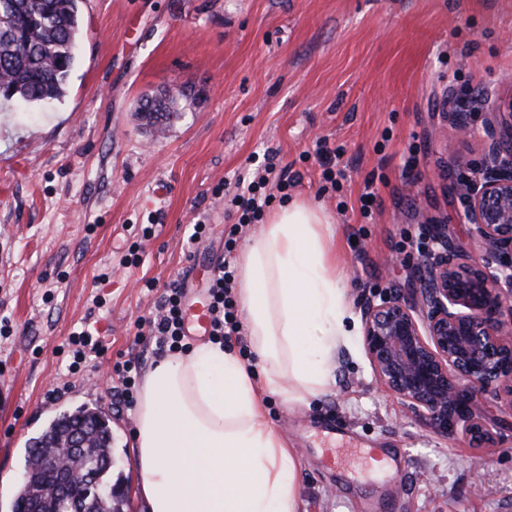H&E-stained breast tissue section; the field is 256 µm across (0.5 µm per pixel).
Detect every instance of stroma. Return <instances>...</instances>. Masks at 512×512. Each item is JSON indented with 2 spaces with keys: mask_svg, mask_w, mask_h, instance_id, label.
<instances>
[{
  "mask_svg": "<svg viewBox=\"0 0 512 512\" xmlns=\"http://www.w3.org/2000/svg\"><path fill=\"white\" fill-rule=\"evenodd\" d=\"M77 58L57 99L0 97V512H11L29 438L55 414L100 408L129 512H145L134 466V414L118 405L111 362L161 360L134 322L155 310L142 279L182 276L207 289L224 259L218 183L273 157L302 199L331 218L354 334L317 396H264L266 420L298 462L299 512H512V409L491 402L496 443L434 433L380 390L361 334L363 307L409 294L427 245L425 217L462 230L458 192L474 177L485 115L512 105V0H80ZM480 91L464 139L448 99ZM173 95L162 133L136 111ZM339 148L347 178L323 190L318 139ZM418 166H404L410 146ZM374 180L377 201L359 197ZM212 226L187 257L190 226ZM132 224H152L143 265L119 260ZM109 272L99 284L100 272ZM100 297L102 308L92 299ZM97 328L99 367L66 373L73 329ZM68 387L55 399L48 389ZM336 425L341 468L322 461L319 427Z\"/></svg>",
  "mask_w": 512,
  "mask_h": 512,
  "instance_id": "obj_1",
  "label": "stroma"
}]
</instances>
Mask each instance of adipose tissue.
<instances>
[{"label": "adipose tissue", "mask_w": 512, "mask_h": 512, "mask_svg": "<svg viewBox=\"0 0 512 512\" xmlns=\"http://www.w3.org/2000/svg\"><path fill=\"white\" fill-rule=\"evenodd\" d=\"M329 223L323 210L289 202L240 255L236 295L262 378L211 342L145 376L134 439L147 512H298L296 461L262 397L287 382L315 396L332 380L349 305L331 269Z\"/></svg>", "instance_id": "ef3b65f1"}]
</instances>
